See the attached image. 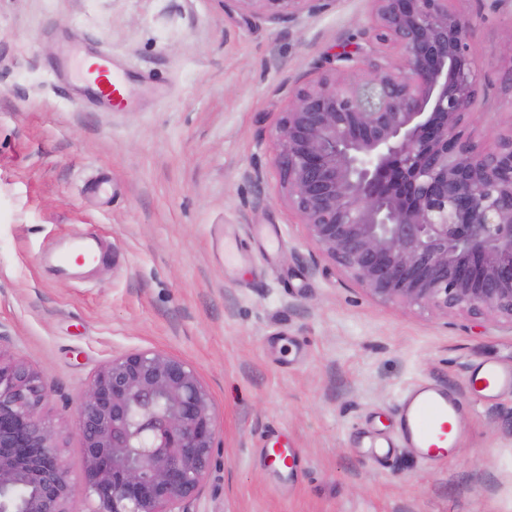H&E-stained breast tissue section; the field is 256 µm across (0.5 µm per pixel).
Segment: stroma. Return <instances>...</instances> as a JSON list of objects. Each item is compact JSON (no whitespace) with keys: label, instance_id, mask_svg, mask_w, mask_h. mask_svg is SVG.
I'll use <instances>...</instances> for the list:
<instances>
[{"label":"stroma","instance_id":"obj_1","mask_svg":"<svg viewBox=\"0 0 512 512\" xmlns=\"http://www.w3.org/2000/svg\"><path fill=\"white\" fill-rule=\"evenodd\" d=\"M473 26L479 143L512 133V0H454ZM370 0H327L283 23L223 0H0V345L49 390L73 480L75 411L105 363L153 349L211 393L220 444L191 512H512V390H471L480 362L512 368V326L375 301L281 201L273 129L293 89L332 72ZM106 50L124 103H75L56 75ZM106 239L85 280L48 275L66 233ZM465 411L447 466L398 433L413 385ZM296 467L273 463V432ZM390 438L385 463L362 442Z\"/></svg>","mask_w":512,"mask_h":512}]
</instances>
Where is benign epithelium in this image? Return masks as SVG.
I'll return each instance as SVG.
<instances>
[{
	"label": "benign epithelium",
	"mask_w": 512,
	"mask_h": 512,
	"mask_svg": "<svg viewBox=\"0 0 512 512\" xmlns=\"http://www.w3.org/2000/svg\"><path fill=\"white\" fill-rule=\"evenodd\" d=\"M322 0H224L286 22ZM335 76L293 92L274 132L280 198L371 298L512 326V133L482 146L463 125L479 85L471 24L452 0H372ZM47 385L0 349V512H189L218 448L212 397L185 361L114 357L76 410L72 480L44 414Z\"/></svg>",
	"instance_id": "benign-epithelium-1"
}]
</instances>
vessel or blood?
Returning a JSON list of instances; mask_svg holds the SVG:
<instances>
[{
  "instance_id": "1",
  "label": "vessel or blood",
  "mask_w": 512,
  "mask_h": 512,
  "mask_svg": "<svg viewBox=\"0 0 512 512\" xmlns=\"http://www.w3.org/2000/svg\"><path fill=\"white\" fill-rule=\"evenodd\" d=\"M84 85H97L99 92L111 101L125 97L124 80L112 71V58L101 52L94 63L85 69ZM104 242L93 234L68 237L48 259L55 275L77 277L81 269L75 261L80 257L102 255ZM471 385L479 392L494 394L512 389V372L492 363L479 365L472 373ZM458 400L438 385L419 384L409 390L398 407V432L407 446L417 449L421 457L433 465L444 466L454 453L461 437L453 423L458 420Z\"/></svg>"
}]
</instances>
